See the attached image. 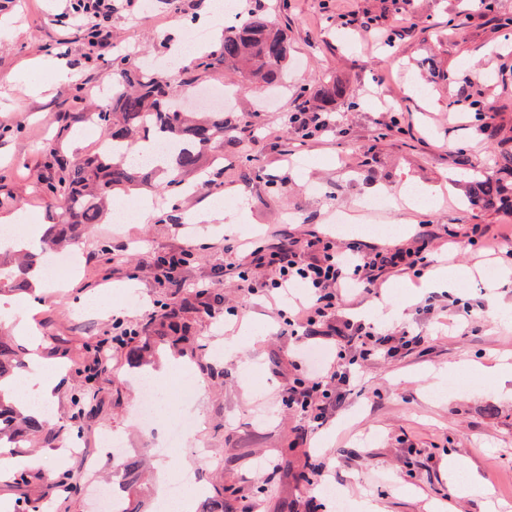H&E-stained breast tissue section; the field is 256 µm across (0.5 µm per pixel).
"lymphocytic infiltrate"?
Returning <instances> with one entry per match:
<instances>
[{
  "instance_id": "lymphocytic-infiltrate-1",
  "label": "lymphocytic infiltrate",
  "mask_w": 512,
  "mask_h": 512,
  "mask_svg": "<svg viewBox=\"0 0 512 512\" xmlns=\"http://www.w3.org/2000/svg\"><path fill=\"white\" fill-rule=\"evenodd\" d=\"M429 230L419 229L416 246H397L375 252L363 251L360 242H352L347 251H334L332 243H325L323 259L304 263L299 261L296 249L281 246L254 244L249 256L254 267H273L277 277L272 284L276 297L287 295L289 288H308L310 297L297 303L294 324L304 328L318 326L331 317L343 302L346 291H370L378 273L395 270L405 272L428 268L427 243Z\"/></svg>"
}]
</instances>
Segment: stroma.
<instances>
[{
    "label": "stroma",
    "mask_w": 512,
    "mask_h": 512,
    "mask_svg": "<svg viewBox=\"0 0 512 512\" xmlns=\"http://www.w3.org/2000/svg\"><path fill=\"white\" fill-rule=\"evenodd\" d=\"M74 0H0V74L30 85H0V216L60 221L64 194L58 162L97 152L100 127L87 112L103 98L115 55L129 68L163 61L185 28L211 25L222 0H112V50L91 43L93 22ZM242 19H274L288 36V82L265 103L257 88L216 67L204 89L234 98L224 114L234 130L206 178L188 189L152 193L151 212L94 225L73 247L78 270L27 295L0 324L32 319L42 357L57 371L49 441L26 449L25 482L0 479V495L28 498L41 512H94L81 482L87 462L102 477L113 468L97 450L103 433L120 434L142 460L134 486L114 477L123 499L152 512L157 474L172 461L192 472L194 488L223 496L225 512H337L328 493L350 503L369 498L382 512H512V376L463 378L461 361L492 367L512 358V238L497 249L470 239L473 226H512V208L470 198L474 172L493 173L512 150V0H234ZM344 94L328 103L325 85ZM492 112L477 117L475 106ZM328 112V128L304 136L289 116ZM440 188L437 203L408 207L393 192L403 181ZM430 225L433 263L469 275L453 291L431 292L426 275L390 272L377 291L347 302L338 317L382 333L407 330L420 344L380 353L351 368L343 385L323 370L333 397L315 422L282 397L312 378L302 345L332 354L325 336L288 323V302L273 301L269 268L237 277L246 242L271 244L332 237L337 250L358 239L382 249L410 244ZM189 251L180 286L157 279L160 258ZM418 294L403 319L392 300ZM134 304H125L126 296ZM437 307L427 310V298ZM192 311H185V304ZM184 309L189 328L171 344L157 335L163 308ZM107 371L87 378L95 349ZM182 370L161 379L163 406L142 425L133 418L140 381L167 356ZM200 422L176 448L168 439L186 418ZM472 478L459 496L448 470ZM325 462L321 483L304 481ZM70 472L77 492L51 486Z\"/></svg>",
    "instance_id": "obj_1"
}]
</instances>
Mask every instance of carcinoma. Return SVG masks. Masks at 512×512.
<instances>
[{
  "mask_svg": "<svg viewBox=\"0 0 512 512\" xmlns=\"http://www.w3.org/2000/svg\"><path fill=\"white\" fill-rule=\"evenodd\" d=\"M288 62V39L274 21L256 15L234 28L224 29L219 46L199 63L203 68L224 66L245 74L255 84L278 87ZM112 95L97 107L95 120L105 130L108 147L93 155L63 161L66 172L65 210L61 222L49 226L41 252L58 251L79 240L92 225L99 223L115 190L150 182L151 173L132 162L134 145L142 134L154 130L162 137L156 144L174 146L166 170L174 173L167 185L173 186L200 167L204 154L217 150L224 132L233 126L224 113L210 112L195 118L183 111L181 102L170 92L168 81L145 71H134L125 62L112 63ZM474 193L486 207L507 200V188L500 178L478 175ZM38 256L26 249L0 251V295L33 289L27 272ZM174 310L161 314L159 338L175 336L183 330ZM25 367L24 352L13 339L0 333V383L12 381ZM45 422L24 413L0 393V447L10 448L22 440L43 439Z\"/></svg>",
  "mask_w": 512,
  "mask_h": 512,
  "instance_id": "carcinoma-1",
  "label": "carcinoma"
}]
</instances>
